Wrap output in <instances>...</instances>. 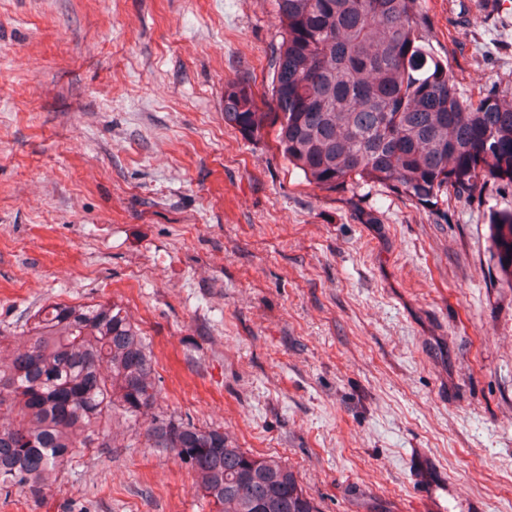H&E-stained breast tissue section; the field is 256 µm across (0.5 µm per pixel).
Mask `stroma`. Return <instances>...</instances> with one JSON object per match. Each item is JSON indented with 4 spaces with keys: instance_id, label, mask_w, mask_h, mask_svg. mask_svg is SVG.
Listing matches in <instances>:
<instances>
[{
    "instance_id": "stroma-1",
    "label": "stroma",
    "mask_w": 512,
    "mask_h": 512,
    "mask_svg": "<svg viewBox=\"0 0 512 512\" xmlns=\"http://www.w3.org/2000/svg\"><path fill=\"white\" fill-rule=\"evenodd\" d=\"M422 0L464 98L512 93V0ZM275 0H0V353L45 302L117 303L161 393L42 496L0 512H212L157 416L281 458L320 512H512V189L427 208L388 185H309L273 130L224 121V85L270 99Z\"/></svg>"
}]
</instances>
